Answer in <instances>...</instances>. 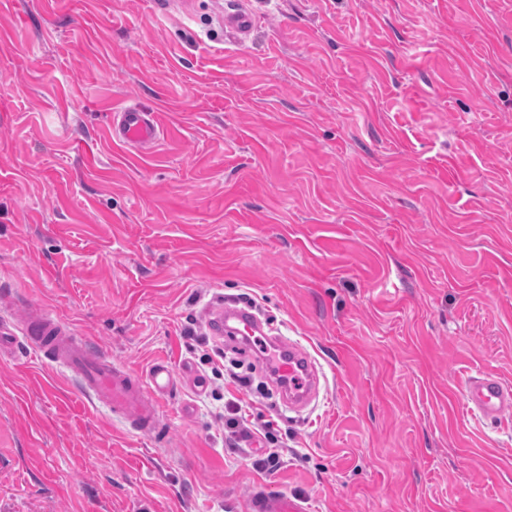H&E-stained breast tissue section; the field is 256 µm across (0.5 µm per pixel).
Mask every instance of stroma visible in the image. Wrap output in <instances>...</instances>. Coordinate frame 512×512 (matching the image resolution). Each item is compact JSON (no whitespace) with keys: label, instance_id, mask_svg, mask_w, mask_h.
I'll return each instance as SVG.
<instances>
[{"label":"stroma","instance_id":"obj_1","mask_svg":"<svg viewBox=\"0 0 512 512\" xmlns=\"http://www.w3.org/2000/svg\"><path fill=\"white\" fill-rule=\"evenodd\" d=\"M244 10L247 37L224 26ZM165 128L113 146V108ZM254 300L320 377L225 384L216 296ZM42 308L144 372L128 433L36 354L0 355V512H512V0H0V319ZM271 422L225 439L230 402ZM464 396L466 410L480 419L502 424L511 414L512 389L492 374L469 377ZM261 427L264 430L263 438L265 440V446L263 447L266 448V452L264 453V456L258 460L257 467L259 469L273 472L281 466L282 455L279 448L282 446L278 444L277 440L272 438L271 432L269 431L271 427L270 422L264 423ZM304 510L300 501L290 499L287 495L272 494L264 486L253 489L244 503L246 512H304Z\"/></svg>","mask_w":512,"mask_h":512}]
</instances>
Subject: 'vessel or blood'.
<instances>
[{
	"mask_svg": "<svg viewBox=\"0 0 512 512\" xmlns=\"http://www.w3.org/2000/svg\"><path fill=\"white\" fill-rule=\"evenodd\" d=\"M163 128L156 112L138 104L115 108L110 123L113 144L138 151L150 149ZM213 334L238 337L246 351L262 341L261 359L284 384L281 396L290 408L308 406L319 393V376L310 353L298 342L282 336H266L261 320L249 307L225 303L216 297L209 323ZM23 341L35 352L69 372L85 395L105 404L113 415L128 422L136 432H156L161 404L174 382L168 363L158 362L139 373L112 360L99 347L74 331L57 316L38 310L25 317L19 330ZM466 410L498 424L512 414V386L483 373L469 377L464 387ZM245 512H304L300 501L270 493L259 486L244 503Z\"/></svg>",
	"mask_w": 512,
	"mask_h": 512,
	"instance_id": "obj_1",
	"label": "vessel or blood"
}]
</instances>
